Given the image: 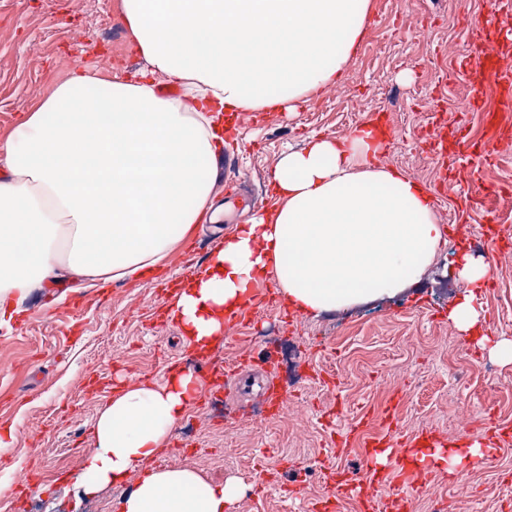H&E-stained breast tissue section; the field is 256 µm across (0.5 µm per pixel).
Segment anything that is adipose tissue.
Instances as JSON below:
<instances>
[{"label": "adipose tissue", "mask_w": 512, "mask_h": 512, "mask_svg": "<svg viewBox=\"0 0 512 512\" xmlns=\"http://www.w3.org/2000/svg\"><path fill=\"white\" fill-rule=\"evenodd\" d=\"M369 9L370 0H121L144 81L74 74L0 145L11 174L0 181V327L12 320L9 302L48 284L146 276L201 219H218L209 174L224 146L222 112H292L336 84ZM164 81L183 95L160 94ZM381 149L355 127L284 154L273 207L224 237L172 297L184 340L222 344L226 317L270 275L289 305L314 316L416 283L443 230L419 182L376 165ZM487 274L482 258L462 255L472 291L449 314L460 330L480 327L476 291ZM200 388L189 370L108 399L72 478L79 494L127 486L134 474L120 512H230L243 492L236 480L148 466Z\"/></svg>", "instance_id": "adipose-tissue-1"}]
</instances>
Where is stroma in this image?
Returning <instances> with one entry per match:
<instances>
[{"label":"stroma","mask_w":512,"mask_h":512,"mask_svg":"<svg viewBox=\"0 0 512 512\" xmlns=\"http://www.w3.org/2000/svg\"><path fill=\"white\" fill-rule=\"evenodd\" d=\"M489 7V0H372L363 38L336 85L309 93L296 112L241 113L227 137L238 145L242 189L269 209L270 177L283 152L303 147L314 134L341 138L367 114L387 111L394 140L378 164L433 190L443 236L418 282L340 311L312 316L283 302L274 307L252 287L251 323L212 353L230 361L243 350L259 351L264 335L276 333L284 352L317 372L300 390L304 411L253 431L248 413L258 406L255 387L231 393L218 423L188 408L151 468H189L214 483L237 479L244 492L232 512H309L331 495L337 468L360 466L357 452L335 453L337 434L355 423L369 433L381 430L376 410L388 404L393 387L406 393L396 405L398 431L406 438L436 427L457 441L455 416L464 410L512 425V363L464 343L448 321L469 290L457 274L465 234H479L491 214L512 236V207L486 201L461 231H452L448 216L456 210L457 189L419 148L431 127L432 103L462 141L482 135L480 113L454 110L455 99L468 93L465 79L441 86L435 63L463 50L458 13L478 16ZM97 10V0H0V143L58 83L89 70L70 40L72 29L101 45L114 37L98 24ZM487 265L477 300L487 336L512 340V253H494ZM158 305L146 277L84 289L70 280L34 294L20 308L24 321L0 328V434L14 432L0 451V512H119L123 488L82 496L72 477L95 446L92 424L106 400L100 379L118 376L128 386L161 380L163 358L185 348L174 322L152 319ZM324 375L340 379V387L324 386ZM337 405L344 415L328 423L324 414ZM29 466L43 471L42 484L33 494L16 495L11 476ZM466 467L469 495H459L441 466L434 487L413 491L411 512H435L438 498L449 501L452 512H512V442ZM267 472L276 473L277 484H264Z\"/></svg>","instance_id":"obj_1"}]
</instances>
